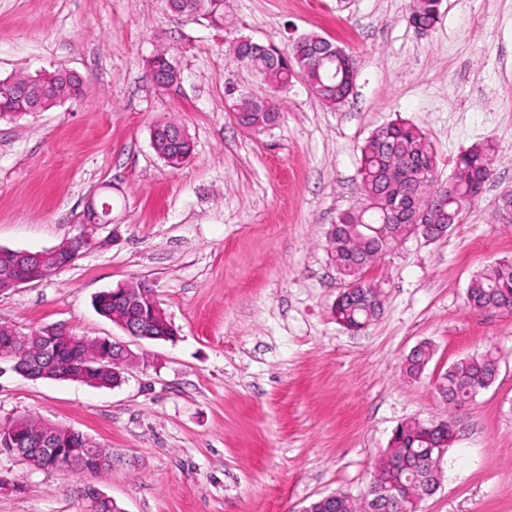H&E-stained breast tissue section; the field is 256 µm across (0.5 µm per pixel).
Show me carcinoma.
Masks as SVG:
<instances>
[{"instance_id": "obj_1", "label": "carcinoma", "mask_w": 512, "mask_h": 512, "mask_svg": "<svg viewBox=\"0 0 512 512\" xmlns=\"http://www.w3.org/2000/svg\"><path fill=\"white\" fill-rule=\"evenodd\" d=\"M437 0H414L413 18L426 27L437 24ZM169 10L177 15L197 14L218 29L224 27V0H167ZM326 41L316 34H304L293 39L286 48L272 47L263 54L256 51L251 41L240 36L233 42V53L245 67L256 71L267 90L257 94L244 93L248 100L252 123L266 127L277 121L280 104L277 94L288 90V85L300 77L318 89L316 97L328 108H339L349 96L353 77L349 62L339 57L320 62L314 45ZM37 85L72 87L74 96L81 94L80 83L64 69L36 76ZM33 108L30 101H19L12 86L0 80V117L19 118ZM154 151L170 167L186 162L192 149L171 138L167 124L158 125L153 134ZM359 175L363 196L374 202V208H359L341 212L332 225L328 240L330 260L336 273L346 282V288L336 298V322L348 331L366 330L378 319L382 302L374 281L366 272L401 241L419 233L432 240L443 237L452 226L465 217L466 208L479 197L486 185V174L496 153V143L478 142L462 153L454 163L451 180L457 182V193L439 206L428 205V199L439 195L442 185L436 180V153L429 137L416 125L396 119L378 127L360 149ZM466 301L474 311L496 310L512 314V260L503 259L473 274L466 287ZM104 318L112 319V290L100 292L94 304ZM430 343L417 345L404 361V375L412 380L420 378L433 357ZM13 359L14 365L27 364L48 378L58 380L68 373H77L90 366L94 386L110 388L119 383L112 371V345H101L96 339L71 334L49 335L45 330L17 333L15 344L10 337L0 335V356ZM499 357L487 350L467 355L449 366L435 383V391L457 414L469 405L473 395L488 389L496 379ZM45 432L43 422L22 417L0 425V448L15 452L12 436L18 433ZM393 453L403 461V467L390 472H379V482L395 481L403 490L395 497L387 490L368 486L363 497L352 501L345 492L335 493L331 500L318 497L305 512H415L416 500L427 499L439 490L442 480L441 460L455 438L452 422L406 420L394 429ZM62 442L79 448L86 447L79 457L63 461L69 472L83 473L87 466L108 470L112 453L91 441L83 444L81 438L66 431L56 432Z\"/></svg>"}]
</instances>
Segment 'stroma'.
<instances>
[{
	"label": "stroma",
	"instance_id": "stroma-1",
	"mask_svg": "<svg viewBox=\"0 0 512 512\" xmlns=\"http://www.w3.org/2000/svg\"><path fill=\"white\" fill-rule=\"evenodd\" d=\"M410 0H226L223 29L172 15L165 0H0V79L57 68L84 94L0 118V248L42 251L86 233L69 267L0 293V321L126 341L118 386L30 379L0 359V423L33 416L112 453L97 476L37 469L0 453V512H90L95 485L121 512H302L359 494L404 420H445L434 379L493 349L494 384L456 419L439 492L420 512H512V314L471 311L478 270L512 258V0H443L418 32ZM315 32L359 60L338 109L301 82L275 125L240 128L225 90H261L230 53L238 36L280 46ZM179 81L146 76L156 49ZM178 121L193 142L173 169L150 129ZM423 130L447 180L456 156L490 139L495 177L447 236L409 238L368 272L384 292L365 332L337 324L342 288L326 248L337 214L363 201L360 149L379 126ZM109 203L111 223L83 224ZM150 284L177 335L125 337L94 296ZM436 352L404 377L420 342Z\"/></svg>",
	"mask_w": 512,
	"mask_h": 512
}]
</instances>
